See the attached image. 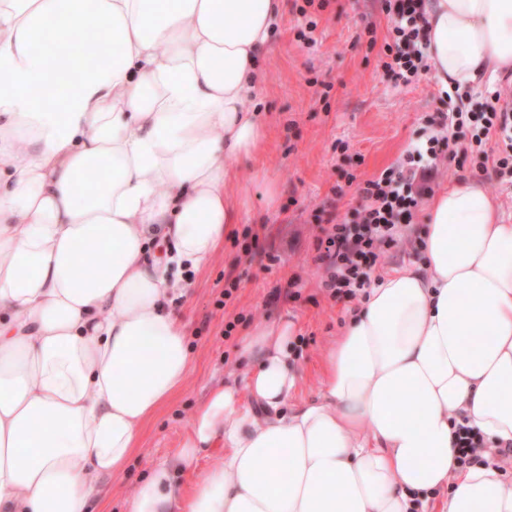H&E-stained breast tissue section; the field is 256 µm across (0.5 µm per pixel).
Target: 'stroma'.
Here are the masks:
<instances>
[{"mask_svg":"<svg viewBox=\"0 0 512 512\" xmlns=\"http://www.w3.org/2000/svg\"><path fill=\"white\" fill-rule=\"evenodd\" d=\"M315 21L312 43L298 39ZM390 20L381 0H327L325 7L286 0V10L265 56V79L249 104L264 112L268 133L255 156L236 164L244 193L234 225L208 267L187 272L178 307L187 327L192 364L183 387L145 424L123 475L104 477L92 512H126L128 498L154 462L176 460L189 422L230 373L240 372L239 348L262 321L289 313L300 327L301 402L324 382V359L359 300L338 302L321 286L315 243L330 219L353 221L359 182L380 176L415 144L438 134L448 104L430 72L405 85L384 74L381 59ZM470 127L457 129L458 162H440L434 189L480 176L485 189L512 216V183L479 172L478 151L501 153L498 135L475 143ZM271 182L257 180V171ZM342 194H335V187ZM237 281L231 297L224 286Z\"/></svg>","mask_w":512,"mask_h":512,"instance_id":"obj_1","label":"stroma"}]
</instances>
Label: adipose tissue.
I'll use <instances>...</instances> for the list:
<instances>
[{"label": "adipose tissue", "instance_id": "obj_1", "mask_svg": "<svg viewBox=\"0 0 512 512\" xmlns=\"http://www.w3.org/2000/svg\"><path fill=\"white\" fill-rule=\"evenodd\" d=\"M282 0H0V512H88L190 370L175 302L241 220L235 163L266 138L245 105ZM444 90L512 71V0H429ZM96 30L85 61L71 34ZM424 261L383 275L292 403L298 324L258 325L178 455L128 512H512V224L474 179L427 206ZM169 245L165 260L153 258ZM94 254L78 261L79 250ZM479 430L460 467L455 426ZM224 448H208L200 452L191 469L177 470L175 478L184 485H192L203 472L221 465Z\"/></svg>", "mask_w": 512, "mask_h": 512}]
</instances>
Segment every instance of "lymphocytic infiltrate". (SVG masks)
I'll use <instances>...</instances> for the list:
<instances>
[{
  "instance_id": "obj_1",
  "label": "lymphocytic infiltrate",
  "mask_w": 512,
  "mask_h": 512,
  "mask_svg": "<svg viewBox=\"0 0 512 512\" xmlns=\"http://www.w3.org/2000/svg\"><path fill=\"white\" fill-rule=\"evenodd\" d=\"M384 5L391 27L381 67L392 79L408 84L427 67L426 0H384ZM438 124L444 128L467 124L475 136H500L506 154L490 164L479 161L478 166L491 165L499 176H512V99L497 90L490 92L477 110L466 112L449 106L439 114ZM444 154L452 160L457 157L445 137L433 136L426 145L414 146L397 167L359 186L361 206L356 221H334L323 229L316 240L315 261L331 298H357L370 288L380 257L410 242L407 221L420 198L429 193L437 161Z\"/></svg>"
}]
</instances>
